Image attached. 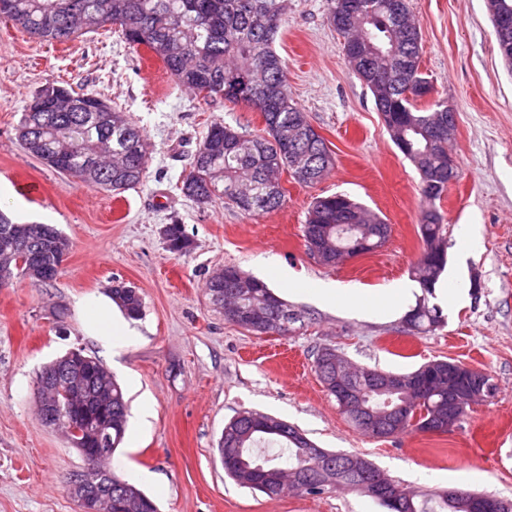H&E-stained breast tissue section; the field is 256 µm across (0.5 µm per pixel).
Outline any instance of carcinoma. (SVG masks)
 Segmentation results:
<instances>
[{
    "label": "carcinoma",
    "instance_id": "1",
    "mask_svg": "<svg viewBox=\"0 0 512 512\" xmlns=\"http://www.w3.org/2000/svg\"><path fill=\"white\" fill-rule=\"evenodd\" d=\"M364 16L349 10L350 0H328L330 25L346 39L344 59L369 90L378 112L399 151L420 176L419 194L433 204L444 194L448 167V102L426 107L417 100L430 87L421 72V35L409 0H361ZM288 0H0V18L13 22L31 36L49 43H64L103 28L118 26L128 44L144 46L180 85L207 102L224 101L261 114L263 134L242 126L214 122L207 128L192 156L180 190L200 207L217 199L247 216L280 209L285 192L280 175L286 171L301 185L319 183L327 175L325 163H335L332 151L308 115L288 95L287 63L275 50ZM25 150L62 174L74 175L87 186L121 194L138 184L149 160L144 130L117 106L64 84L49 82L36 94L17 127ZM383 220L347 195L321 196L311 204L303 238L307 249L317 247L338 262L356 240L376 250ZM39 230L40 244L22 250L14 237L0 231V281L18 275V264L43 273H57L70 240L51 224H30ZM418 233L426 261H417L414 274L425 293L433 292L446 265L441 214L423 211ZM165 243L173 254L189 251L191 240L179 222L166 225ZM251 282L250 294L234 299L237 313L224 319L244 329L261 316L279 311L302 314L288 306L262 281L234 266H226L206 282L208 295L217 289L235 295L233 279ZM112 301L124 315L137 320L144 302L137 288L116 285ZM444 323L442 312L416 302L405 324L430 332ZM331 347L314 354V368L323 387L334 395L336 369L323 363ZM90 381L83 394L62 406L79 408L109 403L112 411V450L123 442L128 402L122 385L98 358L83 369ZM400 404V394L370 391L362 394V409L344 410L348 420L364 429L370 413L384 416L387 402ZM411 422L402 431L419 432L424 422L448 414V379L433 381L430 389L408 402ZM316 444L287 421L259 412L243 411L224 425L217 452L224 456V473L241 487L270 499L286 491L321 495L338 487L360 491L361 472L351 466L353 455L325 451L321 476L311 456ZM102 461L95 471L77 477L88 491H112V512H158L141 489L123 479ZM386 512H464L457 500L433 491L407 500L379 501Z\"/></svg>",
    "mask_w": 512,
    "mask_h": 512
}]
</instances>
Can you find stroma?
Listing matches in <instances>:
<instances>
[{
	"label": "stroma",
	"mask_w": 512,
	"mask_h": 512,
	"mask_svg": "<svg viewBox=\"0 0 512 512\" xmlns=\"http://www.w3.org/2000/svg\"><path fill=\"white\" fill-rule=\"evenodd\" d=\"M410 7L421 33V71L457 117L450 152L461 176L438 204L447 252L439 284L467 290L457 303L429 296L445 324L419 334L407 331L401 312L360 315L307 294L334 282L385 302L388 288L413 281L424 248L419 174L345 62L327 0H288L275 48L288 64L292 101L335 165L309 187L281 173L283 207L257 217L220 200L199 207L178 184L211 122L258 134L259 113L202 101L115 28L51 45L0 19V211L21 224L51 216L71 241L52 284L19 276L0 287V512H79L67 481L84 461L41 421L34 398L43 366L73 348L102 359L124 386L128 425L112 465L160 512H382L348 489L270 499L237 486L216 447L225 422L244 409L298 426L319 447L361 455L406 490L424 491L412 478L417 470L440 474L441 490L465 472L472 491L512 499V71L500 57L486 0H410ZM52 80L109 100L143 128L151 159L140 184L118 196L95 190L24 149L18 123ZM26 183L38 198L22 194ZM333 194L378 213L391 227L386 245L334 267L310 256L302 236L307 212L315 197ZM175 221L192 241L182 255L169 252L161 234ZM464 224L480 238L469 252L458 240ZM226 266L264 281L302 313L304 326L257 336L225 321L205 282ZM116 281L139 290L144 316L129 321L124 348L110 357L87 321L89 308L110 303ZM325 344L392 372L453 360L488 374L495 391L447 432L377 439L355 429L321 384L313 354Z\"/></svg>",
	"instance_id": "stroma-1"
}]
</instances>
